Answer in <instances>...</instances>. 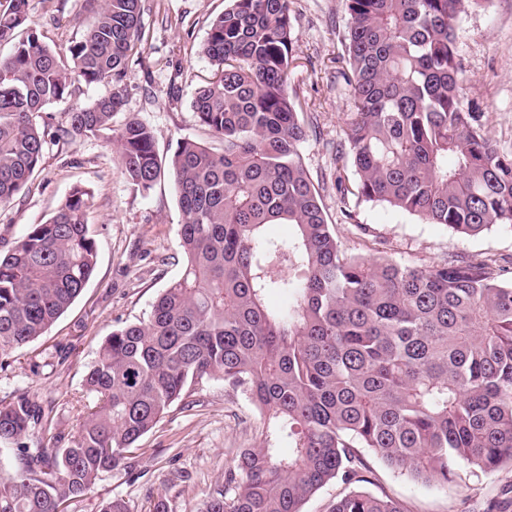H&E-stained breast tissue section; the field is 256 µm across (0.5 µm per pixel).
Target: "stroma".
Returning a JSON list of instances; mask_svg holds the SVG:
<instances>
[{"label": "stroma", "instance_id": "stroma-1", "mask_svg": "<svg viewBox=\"0 0 512 512\" xmlns=\"http://www.w3.org/2000/svg\"><path fill=\"white\" fill-rule=\"evenodd\" d=\"M28 16L46 42L66 49L89 21L83 0H28ZM228 0H142L143 40L128 59L124 111L149 125L160 156L178 139L210 142L191 103L214 68L201 53L210 22ZM297 42L288 91L300 102L309 138L303 156L313 183L332 166L350 110L336 83V58L348 23L347 0H293ZM457 46L468 78L466 97L484 115L485 130L499 148L512 151V0H484L462 14ZM109 85L75 84L71 96L50 105V129L67 125L70 112L90 106ZM92 194L88 222L97 247L96 270L82 293L44 336L18 349L0 369V400L18 391L52 405L51 429L73 435L86 411L84 376L113 327L146 318L151 305L183 268L178 228L182 213L172 182L149 192L134 190L120 172L119 157L101 139L48 142L28 189L0 210V250L11 248L29 225L50 218L73 186ZM323 186V184H322ZM327 221L346 254L436 266L455 257L488 255L512 264V233L500 228L462 236L440 224L379 203L352 201L346 222L332 187L321 192ZM262 424L243 395L208 380L176 402L166 418L137 442L130 469L102 474L65 512H100L104 501L123 499L129 512H152L165 498L169 512H198L205 495L223 484L242 449L257 445ZM372 492L399 500L405 512H512V467L491 474L462 471L445 487L423 485L369 459Z\"/></svg>", "mask_w": 512, "mask_h": 512}]
</instances>
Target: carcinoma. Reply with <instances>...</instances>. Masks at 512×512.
Wrapping results in <instances>:
<instances>
[{"instance_id": "1", "label": "carcinoma", "mask_w": 512, "mask_h": 512, "mask_svg": "<svg viewBox=\"0 0 512 512\" xmlns=\"http://www.w3.org/2000/svg\"><path fill=\"white\" fill-rule=\"evenodd\" d=\"M93 21L66 50L28 24V0L0 3V209L38 172L45 108L70 88L112 91L71 113L58 140L116 148L137 191L173 183L184 267L147 318L112 330L85 375L98 402L75 435L51 429L53 408L26 392L0 403V512H64L199 383L220 379L256 407L258 446L241 451L200 512H301L332 481L349 492L329 512H404L367 489L363 451L415 481L447 486L464 465L512 464V269L488 257L439 266L347 255L304 164L308 133L288 93L291 0H231L202 54L216 67L198 88L196 121L217 151L181 138L160 158L125 105L120 82L142 34V0H85ZM482 0H348L336 79L351 111L329 181L477 236L512 231V153L484 131L465 96L460 15ZM90 193L75 187L46 222L0 252V366L45 335L92 277ZM270 224H287L281 240ZM277 293L285 303L272 307ZM288 452H282V445Z\"/></svg>"}]
</instances>
